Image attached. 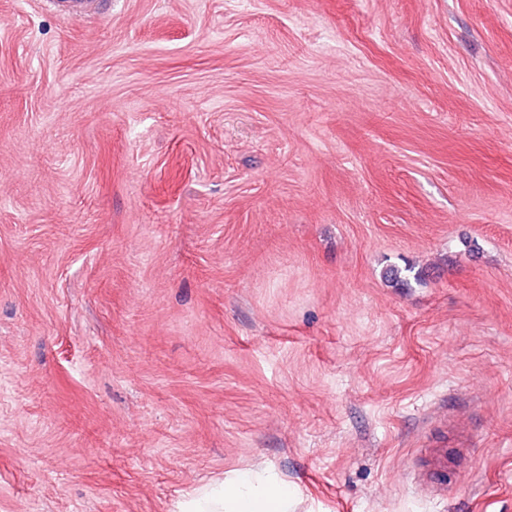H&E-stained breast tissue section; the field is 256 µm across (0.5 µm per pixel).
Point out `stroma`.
<instances>
[{
	"label": "stroma",
	"mask_w": 512,
	"mask_h": 512,
	"mask_svg": "<svg viewBox=\"0 0 512 512\" xmlns=\"http://www.w3.org/2000/svg\"><path fill=\"white\" fill-rule=\"evenodd\" d=\"M261 470L512 512V0H0V512Z\"/></svg>",
	"instance_id": "stroma-1"
}]
</instances>
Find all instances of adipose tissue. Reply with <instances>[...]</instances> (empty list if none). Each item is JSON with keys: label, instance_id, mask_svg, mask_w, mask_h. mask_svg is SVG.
Instances as JSON below:
<instances>
[{"label": "adipose tissue", "instance_id": "1", "mask_svg": "<svg viewBox=\"0 0 512 512\" xmlns=\"http://www.w3.org/2000/svg\"><path fill=\"white\" fill-rule=\"evenodd\" d=\"M290 507L287 483L272 478L257 483L238 475L188 491L178 512H289Z\"/></svg>", "mask_w": 512, "mask_h": 512}]
</instances>
